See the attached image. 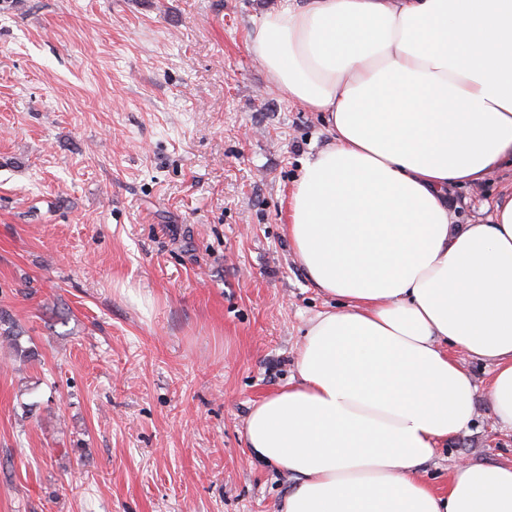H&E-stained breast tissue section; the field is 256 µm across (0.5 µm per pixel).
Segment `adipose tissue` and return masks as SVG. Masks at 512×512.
<instances>
[{
  "mask_svg": "<svg viewBox=\"0 0 512 512\" xmlns=\"http://www.w3.org/2000/svg\"><path fill=\"white\" fill-rule=\"evenodd\" d=\"M251 50L328 126L284 231L342 304L246 422L251 458L295 480L280 512H512V463L420 477L478 393L512 429V189L487 222L450 215L453 187L512 160V0H287ZM452 347L490 364L485 390Z\"/></svg>",
  "mask_w": 512,
  "mask_h": 512,
  "instance_id": "adipose-tissue-1",
  "label": "adipose tissue"
}]
</instances>
